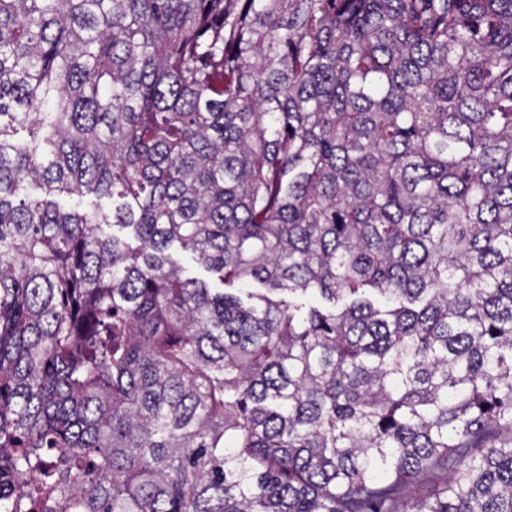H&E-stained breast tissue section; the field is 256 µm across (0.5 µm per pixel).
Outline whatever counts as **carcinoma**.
<instances>
[{
  "instance_id": "cac0c4a2",
  "label": "carcinoma",
  "mask_w": 512,
  "mask_h": 512,
  "mask_svg": "<svg viewBox=\"0 0 512 512\" xmlns=\"http://www.w3.org/2000/svg\"><path fill=\"white\" fill-rule=\"evenodd\" d=\"M0 512H512V0H0ZM171 253L178 264L182 266L185 277L203 280L210 284L212 288H222L217 278L196 264L189 254L175 248L171 250Z\"/></svg>"
}]
</instances>
